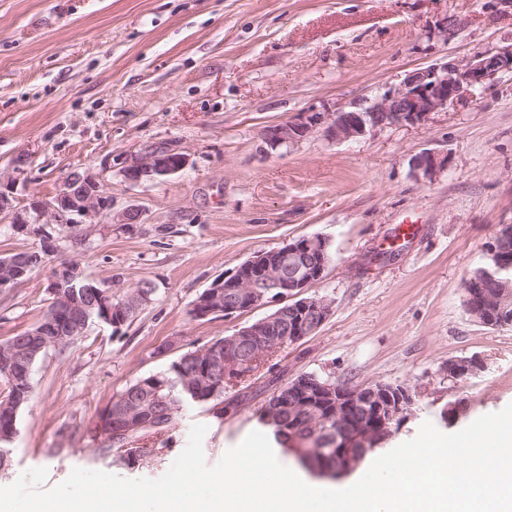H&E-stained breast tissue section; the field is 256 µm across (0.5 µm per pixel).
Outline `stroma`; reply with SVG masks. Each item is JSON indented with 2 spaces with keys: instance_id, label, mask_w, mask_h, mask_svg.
<instances>
[{
  "instance_id": "stroma-1",
  "label": "stroma",
  "mask_w": 512,
  "mask_h": 512,
  "mask_svg": "<svg viewBox=\"0 0 512 512\" xmlns=\"http://www.w3.org/2000/svg\"><path fill=\"white\" fill-rule=\"evenodd\" d=\"M510 44L512 9L500 0H0V178L15 207L51 201L88 168L113 214L140 213L136 224L49 225L54 253L0 292V343L40 322L62 263L122 294L156 289L132 321L92 323L37 361L0 486L37 467L49 487L76 467L156 479L196 424L216 464L258 430L271 374L411 386L420 398L394 447L440 424L451 401L465 406L455 432L512 404V327L484 326L465 307L467 278L498 225L512 224V75L423 125L273 151L261 137L307 107L334 110L413 69ZM161 144L190 154L191 166L125 182L131 155ZM426 150L448 156L431 182L412 173ZM313 235L333 250L308 290L331 303L321 328L229 385L225 399L242 401L223 418L186 407L149 439L153 459L100 456L93 427L125 388L266 314L198 319L197 296L254 253ZM472 355L485 371L444 379L449 359Z\"/></svg>"
}]
</instances>
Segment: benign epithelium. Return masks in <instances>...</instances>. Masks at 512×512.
<instances>
[{
    "label": "benign epithelium",
    "mask_w": 512,
    "mask_h": 512,
    "mask_svg": "<svg viewBox=\"0 0 512 512\" xmlns=\"http://www.w3.org/2000/svg\"><path fill=\"white\" fill-rule=\"evenodd\" d=\"M504 72L512 73L511 46L484 51L465 63L449 60L417 68L373 100L361 98L331 112L309 107L291 120L270 125L262 132L263 143L276 150L316 134L331 141H356L393 126L421 125L432 113L448 107L450 102L474 96ZM189 164L190 155L183 151L152 148L132 158L123 169V177L130 183L160 181ZM447 166V156L425 151L414 158L413 172L417 179L431 181ZM111 211L112 199L104 195L98 176L89 170L73 173L51 204L35 200L25 213L17 211L13 198L0 191V218L10 219L17 232L39 236L43 241L39 251L0 259V291L21 281L53 251L52 237L44 228L46 216L53 217L58 224H72L74 215L92 218ZM328 265L318 237L307 236L298 248L285 245L258 251L233 271L215 279L193 303L192 314L198 319L215 314L233 319L270 303L276 304V308L252 325L238 328L224 341L198 350L196 355L205 361V370L181 376L169 393L154 398L155 404L172 412L183 396L198 397L203 387L223 382L224 372L239 368L250 376L285 343H299L314 335L329 317L331 303L325 298L308 297L306 292L323 279ZM48 292L51 312L37 332L39 336L52 337L44 342L48 348L76 343L94 318L110 325L113 314L131 312V304L116 303L117 295L112 288L86 281L73 263H64L55 271ZM511 304L512 288L505 284L492 293H484L478 307L468 305L466 309L472 318L488 326L486 310H506ZM40 351L39 347L15 340L0 346V373L16 386L15 397L20 404L31 391L32 366ZM485 368L480 357L450 359L444 378L455 384L459 377L476 376ZM303 386L313 389L318 406L310 405L302 397ZM419 398L420 392L404 384L376 381L352 386L301 374L284 383L273 380L263 413L269 423L286 412L313 417L325 424L336 423V443L332 448H322L313 439L297 434L288 439V451L308 461L313 472L328 476L330 472L322 471L319 461L336 455L341 460L336 471L355 468L368 452L395 435L413 414ZM366 399L372 402V408L365 412L366 420L358 423L353 420V413ZM322 408L327 409L329 418L320 417ZM144 417L145 408L123 400L107 407L96 430L99 434L109 432L114 445L141 459L144 449L130 447L127 436L132 420Z\"/></svg>",
    "instance_id": "benign-epithelium-1"
}]
</instances>
